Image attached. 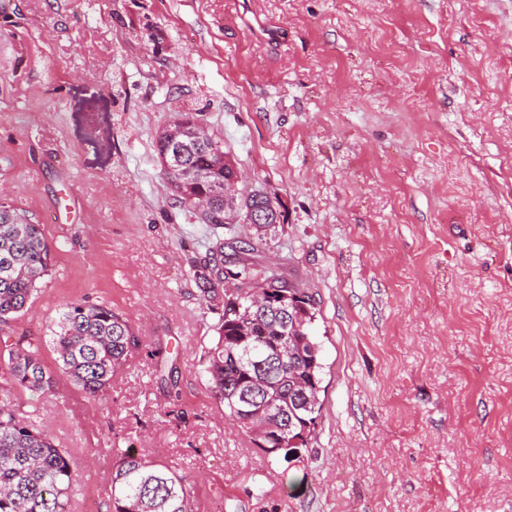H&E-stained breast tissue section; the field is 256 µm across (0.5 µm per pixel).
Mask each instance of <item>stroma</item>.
<instances>
[{"label":"stroma","instance_id":"stroma-1","mask_svg":"<svg viewBox=\"0 0 512 512\" xmlns=\"http://www.w3.org/2000/svg\"><path fill=\"white\" fill-rule=\"evenodd\" d=\"M197 113L265 232L200 223L156 151ZM70 194L75 223L51 206ZM0 203L53 269L6 336L106 302L141 343L100 396L25 391L108 512L120 452L185 475L198 512H512V0H0ZM316 299L309 449L265 459L210 393L216 241Z\"/></svg>","mask_w":512,"mask_h":512}]
</instances>
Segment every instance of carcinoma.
I'll list each match as a JSON object with an SVG mask.
<instances>
[{
	"instance_id": "obj_1",
	"label": "carcinoma",
	"mask_w": 512,
	"mask_h": 512,
	"mask_svg": "<svg viewBox=\"0 0 512 512\" xmlns=\"http://www.w3.org/2000/svg\"><path fill=\"white\" fill-rule=\"evenodd\" d=\"M158 155H167L170 166L194 178L195 190L209 197L211 206L203 224L222 228L246 220L248 209L270 196L248 188L238 201L224 206L222 186L232 170L224 167V149L218 140L199 143L191 136ZM51 251L42 226L18 210L0 205V326L27 312L49 276ZM200 291L208 301H220L223 312L215 326L217 337L204 354L208 386L224 415L247 434L266 457L280 453L297 457L321 410L319 394L323 364L320 344L311 334L315 299L271 270L244 265L238 271L224 268V244L216 242L212 263L197 271ZM260 285L268 297L265 308L252 310L251 284ZM296 325L288 326V314ZM58 373L45 367L40 344L23 337L0 336V369L8 372L12 388L0 390V512H70L78 492V477L70 455L57 447L48 431L16 412V391L58 395L66 381L85 394L104 392L139 346L129 320L107 304L71 305L63 310L52 329ZM274 397L267 423L257 431L249 408ZM112 512H194L195 496L185 477L152 461L146 455L126 451L119 455L107 491Z\"/></svg>"
}]
</instances>
